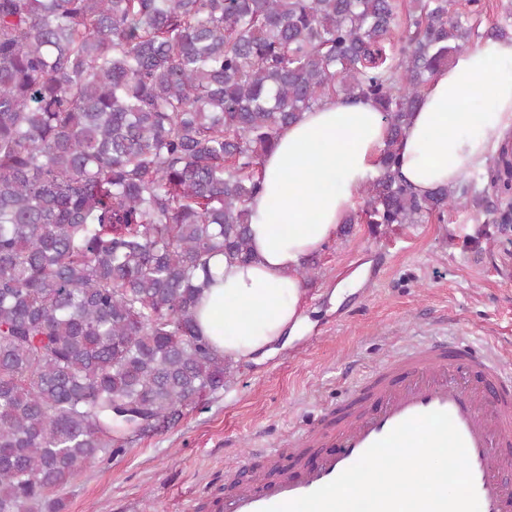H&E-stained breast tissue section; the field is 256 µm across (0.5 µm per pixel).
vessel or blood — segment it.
Listing matches in <instances>:
<instances>
[{
	"label": "vessel or blood",
	"mask_w": 512,
	"mask_h": 512,
	"mask_svg": "<svg viewBox=\"0 0 512 512\" xmlns=\"http://www.w3.org/2000/svg\"><path fill=\"white\" fill-rule=\"evenodd\" d=\"M361 410L325 428L315 419L291 432L294 448L323 447L316 465L267 479L250 476L226 494L223 512H263L334 480L375 441L413 416L449 413L468 451L480 512H512V367L489 351L433 340L399 353L348 390Z\"/></svg>",
	"instance_id": "1"
}]
</instances>
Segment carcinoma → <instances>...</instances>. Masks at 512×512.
Wrapping results in <instances>:
<instances>
[{
    "label": "carcinoma",
    "mask_w": 512,
    "mask_h": 512,
    "mask_svg": "<svg viewBox=\"0 0 512 512\" xmlns=\"http://www.w3.org/2000/svg\"><path fill=\"white\" fill-rule=\"evenodd\" d=\"M482 0H0V512L53 495L207 397L231 363L195 330L278 132L334 95L390 131L366 223L490 205L399 174L434 72L486 38Z\"/></svg>",
    "instance_id": "carcinoma-1"
}]
</instances>
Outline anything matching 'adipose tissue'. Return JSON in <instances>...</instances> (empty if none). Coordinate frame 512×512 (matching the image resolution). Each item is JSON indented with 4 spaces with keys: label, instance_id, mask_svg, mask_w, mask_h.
<instances>
[{
    "label": "adipose tissue",
    "instance_id": "1",
    "mask_svg": "<svg viewBox=\"0 0 512 512\" xmlns=\"http://www.w3.org/2000/svg\"><path fill=\"white\" fill-rule=\"evenodd\" d=\"M512 133V40L482 39L438 69L412 112L399 170L417 194L464 182ZM388 126L367 100L325 98L283 128L260 161L250 203L252 259L212 261L198 333L233 363L256 362L309 324L302 263L335 240L378 172Z\"/></svg>",
    "mask_w": 512,
    "mask_h": 512
}]
</instances>
